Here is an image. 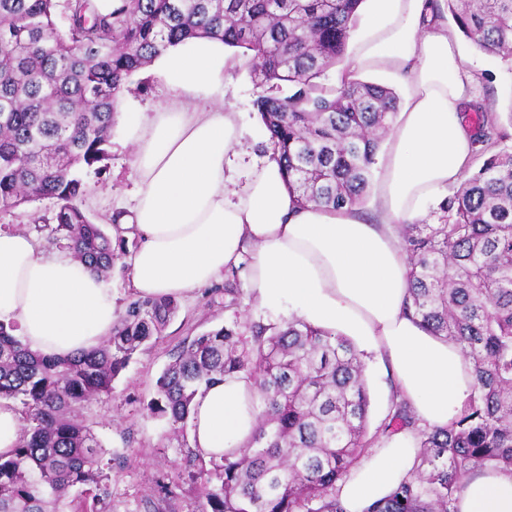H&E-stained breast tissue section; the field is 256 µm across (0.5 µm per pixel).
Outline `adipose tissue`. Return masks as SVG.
<instances>
[{
    "instance_id": "obj_1",
    "label": "adipose tissue",
    "mask_w": 512,
    "mask_h": 512,
    "mask_svg": "<svg viewBox=\"0 0 512 512\" xmlns=\"http://www.w3.org/2000/svg\"><path fill=\"white\" fill-rule=\"evenodd\" d=\"M350 58L409 82L404 111L380 159L373 223L356 209L301 205L274 155L235 189L229 154L241 143L238 115L214 100L235 61L217 37H190L153 58L167 97L153 116L119 101V122L137 141L133 223L143 241L130 258L132 292L182 298L241 269L265 311L360 337L383 353L397 390L421 427L455 417L473 384L461 348L432 335L403 307L409 265L398 227L438 208L473 165L467 106L474 78L459 41L430 0H373ZM120 310L95 273L47 257L35 240L0 230V324L32 352L67 356L95 348ZM254 388L231 376L191 404L192 444L202 455L246 447L256 425ZM416 439L402 431L339 484L345 512H366L415 465ZM458 512H512V470L483 469L465 483Z\"/></svg>"
}]
</instances>
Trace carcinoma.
Listing matches in <instances>:
<instances>
[{"label": "carcinoma", "instance_id": "cac0c4a2", "mask_svg": "<svg viewBox=\"0 0 512 512\" xmlns=\"http://www.w3.org/2000/svg\"><path fill=\"white\" fill-rule=\"evenodd\" d=\"M363 0H122L109 14L93 0H0V213L55 200L48 244L108 278L126 255L87 216L83 172L100 175L117 94L169 45L220 37L251 57L261 92L254 108L288 189L303 205L361 208L376 156L393 132L397 93L346 79L318 82L343 62ZM458 30L492 58L512 57V0H445ZM477 169L439 206V224H403L410 265L405 312L458 344L473 363L472 392L447 427L421 429L392 399L383 434L416 432L410 477L365 512H457L466 479L512 469V148L498 151L496 117L473 113ZM224 294L242 298L238 271ZM178 311L173 298L129 295L100 346L67 357L29 351L0 324V399L19 403L22 432L0 455V512H112L103 446L83 417L112 392L133 355ZM243 375L255 387L253 436L221 460L187 440L203 385ZM364 365L341 334L293 317H242L183 342L156 381L147 409L181 436L183 473L198 485V512H345L341 481L374 447Z\"/></svg>", "mask_w": 512, "mask_h": 512}]
</instances>
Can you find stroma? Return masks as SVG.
Masks as SVG:
<instances>
[{
  "label": "stroma",
  "instance_id": "1",
  "mask_svg": "<svg viewBox=\"0 0 512 512\" xmlns=\"http://www.w3.org/2000/svg\"><path fill=\"white\" fill-rule=\"evenodd\" d=\"M464 64L474 75L477 94L474 105L495 113L498 124L512 134V60L490 59L470 40H463ZM259 89L248 69L234 70L224 82L221 100L225 108L238 112L239 125L246 145L234 158L236 181L245 184L268 147V138L253 108ZM127 99L141 111L155 112L167 91L151 68L135 73L124 90ZM134 147L122 127H115L102 176L87 175L88 193L84 209L89 218L112 230L113 214L130 215L135 204L132 180ZM52 200H37L9 213H0V227L25 232L41 245L45 255H55L46 244L41 227L53 224ZM235 309L223 292L202 288L195 295L180 299L179 309L162 336L138 350L127 368L113 381L111 395L102 397L84 412L87 424L101 440L106 457L122 458V465L109 470L107 482L112 512H196L199 490L180 482L179 442L169 435L168 427L147 410L155 395V382L169 361V353L184 340L231 321ZM364 376L371 396L367 434L376 436L391 404V371L386 359L375 352L361 355ZM176 483L174 499H163L156 480Z\"/></svg>",
  "mask_w": 512,
  "mask_h": 512
}]
</instances>
